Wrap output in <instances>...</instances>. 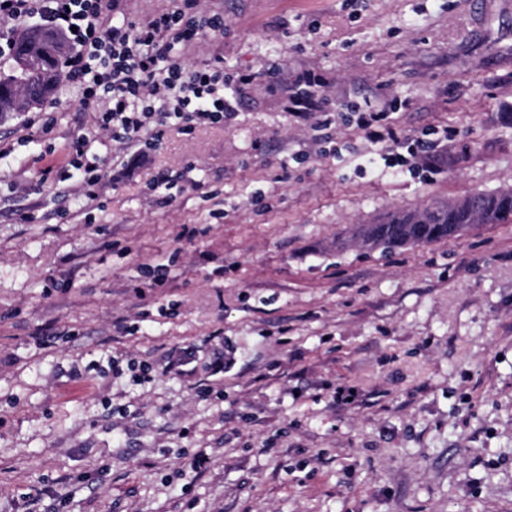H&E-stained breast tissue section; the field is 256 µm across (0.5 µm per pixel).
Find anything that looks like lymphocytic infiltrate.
<instances>
[{
  "label": "lymphocytic infiltrate",
  "instance_id": "obj_1",
  "mask_svg": "<svg viewBox=\"0 0 512 512\" xmlns=\"http://www.w3.org/2000/svg\"><path fill=\"white\" fill-rule=\"evenodd\" d=\"M199 10L200 0H174L148 20L117 25L121 0H0L1 22L33 18L70 38L66 83L96 114L71 143L85 174V201L96 200L103 187L92 143L107 134L119 143L134 141L150 125L171 121L187 129L221 123L233 109L232 95L254 81L251 73L225 74L221 57L191 68L176 52V45L191 47L204 33H223L222 15L201 22Z\"/></svg>",
  "mask_w": 512,
  "mask_h": 512
}]
</instances>
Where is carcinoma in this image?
<instances>
[{
	"mask_svg": "<svg viewBox=\"0 0 512 512\" xmlns=\"http://www.w3.org/2000/svg\"><path fill=\"white\" fill-rule=\"evenodd\" d=\"M11 43L9 57L0 62V113L33 109L66 80L63 61L69 44L63 33L29 25L18 30ZM511 223L510 187L391 212L376 224L359 225L352 241L368 251L390 252L456 239L476 224Z\"/></svg>",
	"mask_w": 512,
	"mask_h": 512,
	"instance_id": "cac0c4a2",
	"label": "carcinoma"
}]
</instances>
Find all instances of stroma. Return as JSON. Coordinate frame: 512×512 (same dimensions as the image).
Returning <instances> with one entry per match:
<instances>
[{
    "label": "stroma",
    "mask_w": 512,
    "mask_h": 512,
    "mask_svg": "<svg viewBox=\"0 0 512 512\" xmlns=\"http://www.w3.org/2000/svg\"><path fill=\"white\" fill-rule=\"evenodd\" d=\"M202 4L224 35L188 65L254 83L222 124L98 147L90 208L80 92L49 140L0 118V512H512V223L345 242L512 187V0ZM385 109L377 110L375 112L362 113L359 118V125L367 130V135L370 138L376 140H385L386 136L388 138H394L395 132L391 127H386L380 124L381 121L387 118ZM381 128L382 130H379ZM385 132V133H384Z\"/></svg>",
    "instance_id": "obj_1"
}]
</instances>
